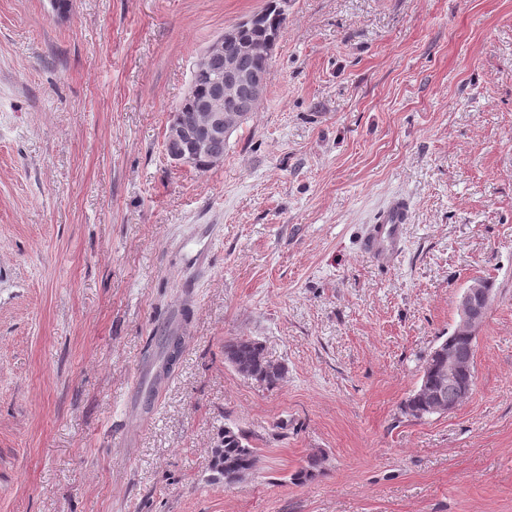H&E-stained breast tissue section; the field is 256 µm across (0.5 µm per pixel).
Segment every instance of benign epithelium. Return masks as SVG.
I'll return each instance as SVG.
<instances>
[{
	"mask_svg": "<svg viewBox=\"0 0 512 512\" xmlns=\"http://www.w3.org/2000/svg\"><path fill=\"white\" fill-rule=\"evenodd\" d=\"M233 40L234 32L229 28L202 55L199 69L211 77L210 92L197 102L204 118L193 123L172 122L166 128L165 152L177 164H190L195 155L209 153L214 143L230 136L245 109L259 105L263 98L267 73L245 64L247 54L229 51ZM489 302L484 280H471L457 302L456 331L476 340ZM439 353L444 361L439 364V387L432 393V410L445 415L456 410L468 395L464 375L472 369L473 352L450 344Z\"/></svg>",
	"mask_w": 512,
	"mask_h": 512,
	"instance_id": "obj_1",
	"label": "benign epithelium"
}]
</instances>
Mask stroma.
<instances>
[{"label": "stroma", "instance_id": "stroma-1", "mask_svg": "<svg viewBox=\"0 0 512 512\" xmlns=\"http://www.w3.org/2000/svg\"><path fill=\"white\" fill-rule=\"evenodd\" d=\"M264 5L0 0V512H512V0H285L223 161L173 163L203 52ZM475 277L471 393L405 415ZM228 425L260 455L231 487ZM408 209V202L401 197H395L387 203L365 243L371 254L387 258L397 251L403 224H406L408 219ZM475 278L463 288L457 302L458 322L456 331L468 336L474 342L483 328L486 312L490 302L487 288L492 289L490 282ZM224 356L230 364L232 360L239 366L236 367L239 374L247 373L242 376L263 382L269 387L275 386L283 375V367L269 360L264 345L252 338L234 337L225 340Z\"/></svg>", "mask_w": 512, "mask_h": 512}]
</instances>
